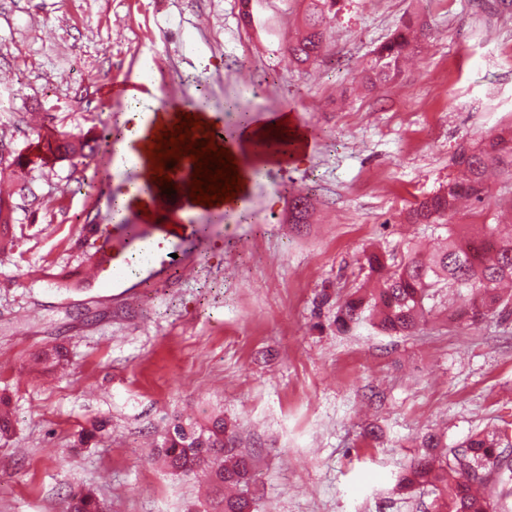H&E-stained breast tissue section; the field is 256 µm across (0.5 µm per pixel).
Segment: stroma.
<instances>
[{"label": "stroma", "instance_id": "obj_1", "mask_svg": "<svg viewBox=\"0 0 512 512\" xmlns=\"http://www.w3.org/2000/svg\"><path fill=\"white\" fill-rule=\"evenodd\" d=\"M486 2L344 0L306 67L286 50L306 0H252L248 23L240 0H0V390L17 430L0 443V512H62L80 486L112 512L212 506L157 446L173 421L216 415L254 458L264 512H431L428 488L396 478L427 432L455 445L512 423V309L449 321L463 288L405 334L336 314L378 282L368 253L392 264L446 242L410 210L457 175L460 145L512 124V13ZM412 15L426 28L401 79L352 91ZM122 86L160 105L205 98L229 132L288 112L312 141L264 169L242 212L194 214L196 274L150 288L139 269L122 288L79 282L112 227L101 134ZM65 135L91 153H57ZM293 187L312 191L310 223L288 221ZM57 343L69 365L32 370Z\"/></svg>", "mask_w": 512, "mask_h": 512}]
</instances>
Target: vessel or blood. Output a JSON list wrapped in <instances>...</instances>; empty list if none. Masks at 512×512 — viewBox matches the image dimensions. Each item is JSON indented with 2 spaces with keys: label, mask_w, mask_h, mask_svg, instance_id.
I'll use <instances>...</instances> for the list:
<instances>
[{
  "label": "vessel or blood",
  "mask_w": 512,
  "mask_h": 512,
  "mask_svg": "<svg viewBox=\"0 0 512 512\" xmlns=\"http://www.w3.org/2000/svg\"><path fill=\"white\" fill-rule=\"evenodd\" d=\"M155 137L137 142L128 152L114 156L112 171L104 182L105 188L116 193L136 190L149 199L150 218H137L131 224L113 225L95 252L91 264L97 272H111L113 287L124 285V273L130 253L142 252L148 257L145 267L147 279L170 271L176 266L193 268L196 252V226L181 223L179 229L169 228L168 222L174 201L191 204V180L195 164L190 156L166 161L164 171L172 183L178 184L179 196H171L167 186L158 185L147 165L148 150Z\"/></svg>",
  "instance_id": "1"
}]
</instances>
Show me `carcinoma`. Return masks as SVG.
Segmentation results:
<instances>
[{"label": "carcinoma", "mask_w": 512, "mask_h": 512, "mask_svg": "<svg viewBox=\"0 0 512 512\" xmlns=\"http://www.w3.org/2000/svg\"><path fill=\"white\" fill-rule=\"evenodd\" d=\"M341 0H309L303 16L304 34L288 42V56L299 65L314 64L325 52L327 19L337 16ZM415 21H408L375 48L359 72L361 85L371 89L396 81L405 58L417 47ZM460 176L415 204L411 218L419 224H449L448 243L426 260L407 256L387 266L382 256L372 253L366 262L373 272L383 274L376 293L354 294L340 308L336 322L346 326L364 317L384 333H401L416 327L424 317L426 301L441 288H467L473 295L467 320L479 324L492 313L507 308L503 286L512 285V224L464 225L457 230L452 219L465 198L480 206L492 195L485 177L495 168L502 176L499 193L512 194V126L457 153ZM308 192L291 196L293 223H307ZM62 344L40 350L35 361L49 370L67 361ZM16 435L10 399L0 395V441ZM235 430L215 417L203 425L173 424L163 437L159 454L171 474L188 476L208 472L215 492L222 495L220 512H258L256 475L251 456L235 451ZM424 452L415 456L400 475L397 485L408 491L429 487L434 495L433 512H494L492 496L512 494V452L506 434L475 433L450 446L436 433L420 439ZM64 512H110L106 501L91 487H77L66 495Z\"/></svg>", "instance_id": "1"}]
</instances>
